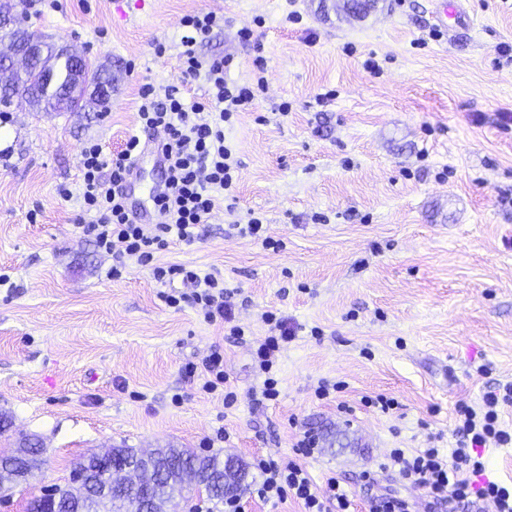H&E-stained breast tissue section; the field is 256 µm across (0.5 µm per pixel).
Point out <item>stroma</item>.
Masks as SVG:
<instances>
[{"label":"stroma","mask_w":512,"mask_h":512,"mask_svg":"<svg viewBox=\"0 0 512 512\" xmlns=\"http://www.w3.org/2000/svg\"><path fill=\"white\" fill-rule=\"evenodd\" d=\"M16 2L35 30L111 63L114 92L105 112L18 100L0 122V455L23 438L40 446L0 512H26L92 452L172 445L248 463L293 456L306 431L318 440L311 477L336 474L366 512L363 470L431 431L452 448L456 407L512 383V58L499 51L512 45V0H456L462 18L445 33L436 0H379L362 19L321 0ZM197 11L224 17L198 53L235 56L239 83L261 60L267 90L224 128L240 161L235 213L214 211L199 240L160 259L240 289L242 341L191 306H166L149 269L113 277L111 255L76 226L83 145L116 154L139 133L138 89L176 81L179 23ZM138 163L127 192L150 214L165 173L152 153ZM252 211L281 249L235 234ZM267 311L296 336L277 402L258 406L249 339L267 335ZM214 348L238 393L230 409L184 373ZM322 380L345 387L321 401ZM377 394L397 408L365 404ZM221 427L229 441H216Z\"/></svg>","instance_id":"obj_1"}]
</instances>
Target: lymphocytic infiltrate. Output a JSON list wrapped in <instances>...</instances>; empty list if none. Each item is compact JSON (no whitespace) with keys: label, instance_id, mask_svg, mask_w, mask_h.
Instances as JSON below:
<instances>
[{"label":"lymphocytic infiltrate","instance_id":"obj_1","mask_svg":"<svg viewBox=\"0 0 512 512\" xmlns=\"http://www.w3.org/2000/svg\"><path fill=\"white\" fill-rule=\"evenodd\" d=\"M223 25V16L212 11L183 16L177 81L166 85L146 82L139 89L138 121L142 130L162 134L153 145L167 174L164 191L154 199L162 222L138 223L127 207L124 186L141 153L140 139L135 135L113 156L97 143L82 148L79 196L83 212L89 217L88 222L82 223V231L93 238L100 250L111 254L113 277H120L127 260L133 259L151 266L152 275L160 284L181 279L190 289L189 301L200 307L205 321L230 324L231 336L240 339L245 331L231 323L233 293L225 287L223 277L203 276L181 264L154 262L155 252L166 249L171 239L188 244L198 240L200 224L218 207L230 212L236 208L237 198L231 190L238 163L224 128L254 104L265 91L266 80L257 73L248 82L228 81L233 56L206 58L197 53V45ZM198 78L207 85L205 96L187 99L184 86ZM264 320L274 324L277 333L255 341L253 346L255 365L265 376L262 387L252 394L259 405L278 397V381L272 370L285 345L295 337L287 319L268 313ZM504 406H512L511 383L487 391L480 408H457L451 452H444L431 441L411 453L391 449L379 471L364 472L366 486L374 488L378 472H392L419 489L426 512H456L462 506L472 512L487 501L493 502L495 512H512V486L491 480L482 485L476 482L486 470L482 447L490 441L512 445V430L500 423V409ZM315 445L314 437L307 434L296 443L295 458L254 457L253 467L259 477L254 488L257 496L263 500L298 501L304 512H350L352 502L336 477H328L325 486H317L301 464V457L311 456Z\"/></svg>","mask_w":512,"mask_h":512}]
</instances>
